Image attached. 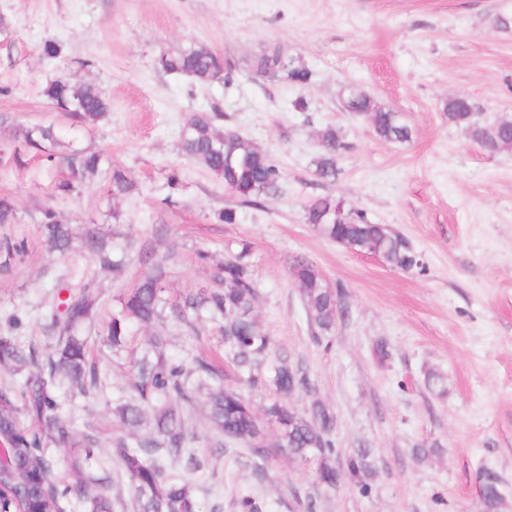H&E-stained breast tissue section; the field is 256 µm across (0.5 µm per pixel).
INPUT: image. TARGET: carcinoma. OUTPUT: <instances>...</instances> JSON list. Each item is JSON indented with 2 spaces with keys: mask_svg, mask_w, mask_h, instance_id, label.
Here are the masks:
<instances>
[{
  "mask_svg": "<svg viewBox=\"0 0 512 512\" xmlns=\"http://www.w3.org/2000/svg\"><path fill=\"white\" fill-rule=\"evenodd\" d=\"M156 64L169 74L187 76L199 83L219 79L228 84L233 79V67L223 56L195 45L162 53ZM251 67L257 76L282 73L298 86L312 79L309 70L285 64L276 47L254 56ZM43 93L55 111L87 129L98 125L110 110L108 99L98 87L76 88L67 78L51 81ZM339 99L344 111L367 118L378 138L389 142L408 140L409 129L398 113L377 104L363 90L345 86ZM446 112L448 121L464 128L472 142L485 152L498 154L512 149V120L485 125L475 117L471 101L463 96L448 99ZM219 117L221 114L216 111L189 116L181 129L182 154L221 179L240 205L257 208L263 200L281 193V171L270 155L238 132L217 131L215 121ZM320 142L315 172L321 179L333 182L340 173L338 162L350 150V144L332 128L322 133ZM30 154L41 158L48 168L57 164L67 167L69 177L55 185L56 193L63 197L78 194L99 175L106 162L103 153L62 140L52 123L21 128L10 149H0V163L23 167ZM140 192L139 185L124 169L112 166L107 192L108 200L112 201V218L119 217L121 203ZM332 209L342 213L337 223L326 219L327 211ZM305 219L321 236L351 249L359 251L362 245H369L397 269L419 266L418 255L404 237L384 224L373 223L358 209H345L342 202L329 196L307 206ZM19 221L15 203L0 198V224ZM38 224L49 251L62 257L83 249L94 256L102 269L117 277L131 260L128 253L112 250L109 233L94 222L86 226L78 247L71 227L62 223L54 207L40 211ZM135 256L143 263L152 262V266L123 295L120 308L112 313L108 336L112 350L117 352L126 345L133 326L152 329L150 348L132 362L131 394L114 409L120 423L136 436L132 444L126 437H118L113 448V456L120 461L133 488L136 512H198L191 485L168 478L166 465L182 453L188 438L182 404L191 401L193 394L209 380L217 382L208 393L209 419L224 439L245 443L261 462L278 452L301 462L315 455L320 459V481L336 487L342 473L328 463L336 451L332 439L334 418L329 408L315 400L307 413L296 412L288 405V397L309 389L307 376L290 366L285 358L265 369L272 341L261 333L255 318L250 245L244 243L228 251L220 266L217 287L200 288L174 304L166 298L164 261L154 259L155 247L143 243ZM290 271L300 288L310 323L324 333L332 331L346 316L339 291L329 287L322 272L305 258L295 259ZM69 293L75 303L68 310L53 314L48 328L52 343L46 351H40L34 344L25 348L8 337H0V366L26 374L19 396L0 391V441L11 448L14 457L13 464L0 466V490L10 494L14 508L20 512L28 508L36 512H68L75 501L82 504L85 512H113L110 501L99 491L103 479L85 472L92 467V448L79 447L59 413V378H65L71 388L86 398L101 390L100 374L96 362L90 359L88 341L78 331L80 324L93 319L98 289L80 280L69 284ZM205 316L224 321V347L232 365L245 376V382L252 387L274 389L276 398L265 406L263 414H258L236 388L220 385L221 373L215 363L197 358L189 367L167 356L168 320L194 332ZM147 408L153 410V429L138 436L136 430L144 424ZM269 427L276 433V440L271 443L267 442ZM53 445L72 449L76 479L63 486L51 462H46L42 470L32 465L35 458L48 457V448ZM371 467L370 456L364 450L347 459L346 473L362 494L369 491L363 477ZM482 497L488 512L505 509L496 483L483 485Z\"/></svg>",
  "mask_w": 512,
  "mask_h": 512,
  "instance_id": "cac0c4a2",
  "label": "carcinoma"
}]
</instances>
